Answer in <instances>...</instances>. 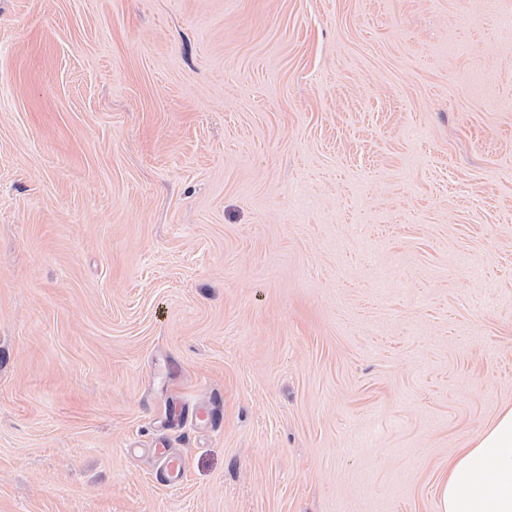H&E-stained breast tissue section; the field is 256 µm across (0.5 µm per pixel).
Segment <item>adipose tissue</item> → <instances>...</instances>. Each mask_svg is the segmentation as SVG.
Listing matches in <instances>:
<instances>
[{
	"label": "adipose tissue",
	"instance_id": "1",
	"mask_svg": "<svg viewBox=\"0 0 512 512\" xmlns=\"http://www.w3.org/2000/svg\"><path fill=\"white\" fill-rule=\"evenodd\" d=\"M441 512H512V407L448 460Z\"/></svg>",
	"mask_w": 512,
	"mask_h": 512
}]
</instances>
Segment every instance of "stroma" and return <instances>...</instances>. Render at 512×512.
<instances>
[{"label": "stroma", "instance_id": "stroma-1", "mask_svg": "<svg viewBox=\"0 0 512 512\" xmlns=\"http://www.w3.org/2000/svg\"><path fill=\"white\" fill-rule=\"evenodd\" d=\"M506 407L512 0H0V512H439ZM156 453L161 460L160 475L164 482L177 484L183 475L184 467L180 459L171 456L165 448H156Z\"/></svg>", "mask_w": 512, "mask_h": 512}]
</instances>
